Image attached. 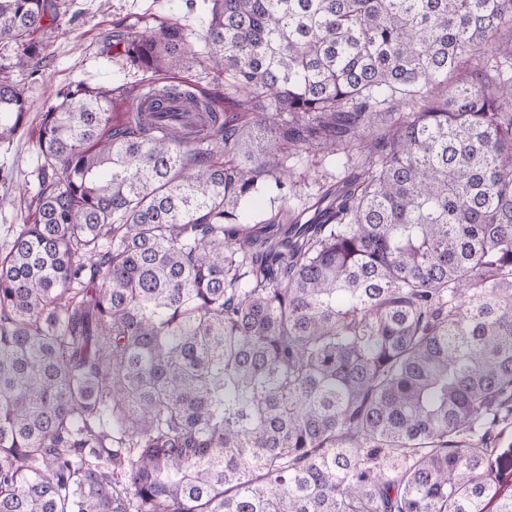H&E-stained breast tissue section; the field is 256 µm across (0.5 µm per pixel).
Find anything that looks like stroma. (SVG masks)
<instances>
[{"instance_id":"35a3bbf8","label":"stroma","mask_w":512,"mask_h":512,"mask_svg":"<svg viewBox=\"0 0 512 512\" xmlns=\"http://www.w3.org/2000/svg\"><path fill=\"white\" fill-rule=\"evenodd\" d=\"M67 12L49 48L41 73L30 79L13 71L28 102L27 126L13 140L0 143V169L11 172L13 181L0 184V250L12 241L20 224L29 218L27 198L38 188L36 131L41 115L54 102L57 91L71 83L91 87L127 86L132 95L142 92V76L126 69L121 55L102 53L108 35L154 30L171 23L188 33L196 47H203L210 16L207 10L188 8L184 0H66ZM160 83H190L199 91L232 95L227 79L194 59L181 67L156 75ZM295 189L287 201L261 198L254 210L252 229L263 235H280L289 225L304 224L315 215L316 202L334 187L338 173L330 157L320 151L294 155L286 163Z\"/></svg>"}]
</instances>
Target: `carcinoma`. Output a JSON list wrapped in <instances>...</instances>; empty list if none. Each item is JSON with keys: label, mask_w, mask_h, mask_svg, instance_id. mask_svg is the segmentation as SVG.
I'll return each instance as SVG.
<instances>
[{"label": "carcinoma", "mask_w": 512, "mask_h": 512, "mask_svg": "<svg viewBox=\"0 0 512 512\" xmlns=\"http://www.w3.org/2000/svg\"><path fill=\"white\" fill-rule=\"evenodd\" d=\"M202 2L200 51L119 43L228 77L222 109L147 85L208 124L81 82L42 114L0 252V512H512V0ZM60 16L0 0V142ZM316 143L336 189L253 234Z\"/></svg>", "instance_id": "cac0c4a2"}]
</instances>
